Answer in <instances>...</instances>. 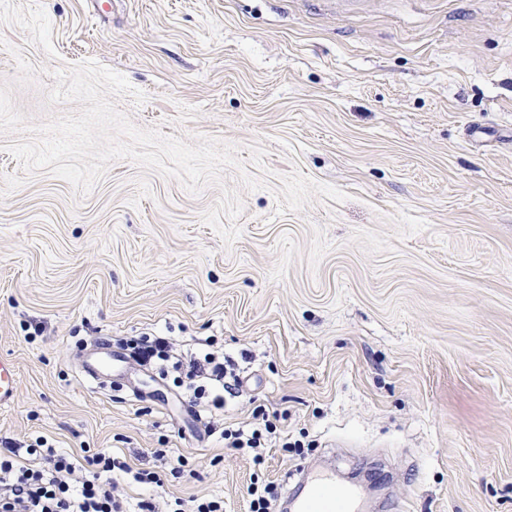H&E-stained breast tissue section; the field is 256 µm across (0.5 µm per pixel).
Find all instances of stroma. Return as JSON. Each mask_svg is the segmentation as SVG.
Segmentation results:
<instances>
[{
  "label": "stroma",
  "instance_id": "35a3bbf8",
  "mask_svg": "<svg viewBox=\"0 0 512 512\" xmlns=\"http://www.w3.org/2000/svg\"><path fill=\"white\" fill-rule=\"evenodd\" d=\"M87 60L144 93L112 98L136 126L241 165L193 194L120 159L84 193L0 134V357L19 371L0 439L108 448L224 512L327 461L357 512H512V0H0V85L29 124L79 111L48 93ZM226 188L230 244L201 220ZM146 333L216 339L240 379L226 421L263 409L303 452L255 464L134 365L84 380L80 342Z\"/></svg>",
  "mask_w": 512,
  "mask_h": 512
}]
</instances>
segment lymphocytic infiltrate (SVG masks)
<instances>
[{"instance_id": "lymphocytic-infiltrate-1", "label": "lymphocytic infiltrate", "mask_w": 512, "mask_h": 512, "mask_svg": "<svg viewBox=\"0 0 512 512\" xmlns=\"http://www.w3.org/2000/svg\"><path fill=\"white\" fill-rule=\"evenodd\" d=\"M125 346L139 366L174 374L190 407L203 406L212 413L223 410L225 394L234 389L230 379L235 372L222 350L189 353L167 336H141ZM209 430L220 433L225 447L250 452L258 464L276 432L269 421L245 429L213 420ZM130 478L139 484H163L158 472L132 470L105 450L80 465L42 437L27 446L7 441L0 445V512H125V485Z\"/></svg>"}]
</instances>
